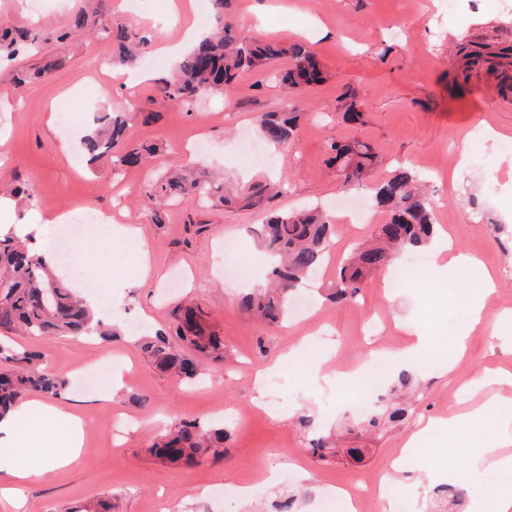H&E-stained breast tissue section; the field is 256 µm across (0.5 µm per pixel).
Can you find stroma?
<instances>
[{
	"label": "stroma",
	"instance_id": "1",
	"mask_svg": "<svg viewBox=\"0 0 512 512\" xmlns=\"http://www.w3.org/2000/svg\"><path fill=\"white\" fill-rule=\"evenodd\" d=\"M173 0H0V27H26L33 50L0 55V184L30 189L29 204L13 206L16 220L39 210L41 199L53 211L80 202L115 211L121 223L140 228L150 250L155 276L143 277L140 261L119 242L85 240L77 268L94 279L109 299L108 315L119 334L112 343L61 336L51 340L20 337V344L47 354L50 371L74 379L63 405L82 416L85 438L78 463L50 471L22 486L19 501L0 498V512H60L72 504L96 505L116 497L121 512H260L280 495L296 493L300 512H323L331 487L348 485L366 473L386 469L392 454L412 434L416 422L467 410L472 397L455 398L446 365L447 348L413 370L415 421L384 431L350 432L347 411L362 387L335 385L306 374L281 373L266 387L264 408L254 404L257 371L280 355L300 356L353 369L379 353L405 346V326L418 324L444 336L466 321L463 294L493 274L495 291L486 309L490 323L471 336L467 361L455 372L479 381L500 367L512 370V326L497 324L512 310V153L499 139L512 140V0H291L286 11L271 10L272 0H225L224 20L240 31L281 44L308 42L329 73L328 80L292 99H284L271 72L239 75L229 96L211 95L183 106L165 98L161 80L175 59L149 52L125 66L113 59L103 28L144 37L160 30L179 39L171 25ZM90 32H74L77 16ZM61 65L45 70L48 60ZM355 96L364 121H344L336 109L342 94ZM487 99L489 112L474 107ZM300 111L299 139L277 148L257 130L260 116L285 107ZM127 112V146L154 145L147 165L119 171L77 161V143L100 112ZM494 137H483L484 129ZM360 139L386 160L373 179L353 189V199L369 198L394 163H404L429 184L437 228L448 231L457 249L476 254L475 275L459 273L439 287L407 279L400 296L388 302L384 273L366 277L359 294L336 304L326 294L336 272L372 226L337 224L312 290L293 298L288 319L268 324L245 314L240 295L266 283L269 257L259 244L265 210L176 205L164 223H153L143 200L148 184L176 168L192 165L245 182L279 178L285 190L270 208L290 211L312 203L336 205L343 198L336 168L329 162L333 141ZM206 149L195 153L197 141ZM275 155L277 164L247 165L241 142ZM487 215L484 224L469 214ZM238 251L251 273L238 280L224 270V248ZM194 302L208 314L211 330L223 337L229 353L197 384L178 385L143 358L132 324L168 330L178 306ZM312 303V316H299ZM112 363L129 367L123 386L91 388L78 380L82 369ZM310 416L336 440L321 461L298 425ZM212 420L230 437L223 459L200 465L168 464L151 456L153 441L179 420ZM485 441L474 431L432 429L422 448L406 460L400 487L410 512H424L429 490L458 482L470 469L462 512L487 504L491 471L476 460ZM362 449L352 457L351 449ZM298 469L282 477L290 464ZM253 487L251 499L239 496Z\"/></svg>",
	"mask_w": 512,
	"mask_h": 512
}]
</instances>
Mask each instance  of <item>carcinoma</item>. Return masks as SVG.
Here are the masks:
<instances>
[{"label":"carcinoma","mask_w":512,"mask_h":512,"mask_svg":"<svg viewBox=\"0 0 512 512\" xmlns=\"http://www.w3.org/2000/svg\"><path fill=\"white\" fill-rule=\"evenodd\" d=\"M118 45V62L133 64L148 52V40H130L126 30L105 31ZM24 30L0 34V52L13 56L28 49ZM290 65L278 72L280 87L289 91L317 86L326 81L323 64L315 51L303 44L283 46L276 41L259 40L226 23L202 39L163 81L165 97L189 103L204 93L230 94L240 73L258 71L282 56ZM336 109L348 122L363 120V112L349 94L337 99ZM93 134L82 140V153L92 164L108 161L112 167L142 165L156 152L153 146L122 149L126 134V113L112 112L94 120ZM260 136L273 145H288L299 138L298 114L268 112L258 123ZM330 161L336 166L342 186H359L379 163L374 148L359 139L330 144ZM274 187L268 183L235 185L230 181L212 182L191 172H176L157 180L145 192V206L155 223H162L160 209L174 203L213 205L234 204L251 209L269 201ZM375 206L389 213V220L378 226L372 238L361 244L336 273L330 297L340 303L355 298L368 275L388 268L398 251L420 248L430 242L434 214L430 199L416 173L397 165L388 179L374 188ZM336 232L332 218L319 207L270 214L262 224L260 241L277 262L269 272L270 284L245 294L241 309L269 323H277L288 313L290 294L301 280L318 272L326 249ZM176 341L157 331L139 334V345L149 362L175 381L195 382L206 370L224 364V339L210 329L206 312L198 306H184L174 313ZM97 334L109 342L116 332L103 321H94L92 311L65 278L49 269L42 259L14 237H0V363L10 366L0 372V419L19 402L36 393L55 399L67 392V377L46 371L42 355L17 344V336H86ZM409 417L405 407L381 410L373 407L354 426L358 431L376 429ZM228 434L224 427L193 420L176 424L151 448L165 462L201 464L224 457ZM467 495V489L454 483L433 489L437 507L454 506Z\"/></svg>","instance_id":"cac0c4a2"}]
</instances>
